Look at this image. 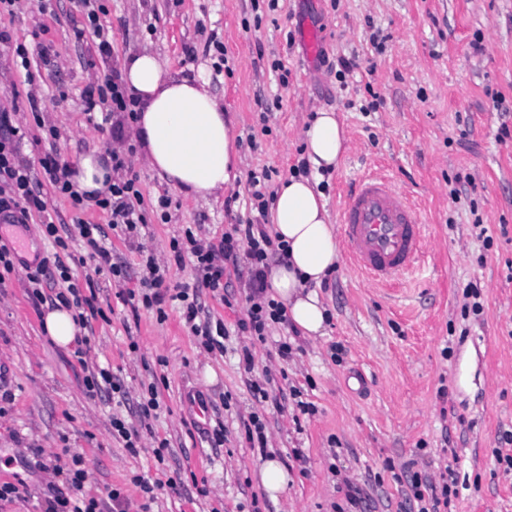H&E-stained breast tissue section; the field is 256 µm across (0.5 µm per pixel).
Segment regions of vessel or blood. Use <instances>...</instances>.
I'll return each mask as SVG.
<instances>
[{
    "instance_id": "vessel-or-blood-1",
    "label": "vessel or blood",
    "mask_w": 512,
    "mask_h": 512,
    "mask_svg": "<svg viewBox=\"0 0 512 512\" xmlns=\"http://www.w3.org/2000/svg\"><path fill=\"white\" fill-rule=\"evenodd\" d=\"M339 232L353 266L388 287L419 268L426 241L420 208L389 175L359 177L342 206Z\"/></svg>"
}]
</instances>
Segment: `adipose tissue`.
<instances>
[{"instance_id": "adipose-tissue-1", "label": "adipose tissue", "mask_w": 512, "mask_h": 512, "mask_svg": "<svg viewBox=\"0 0 512 512\" xmlns=\"http://www.w3.org/2000/svg\"><path fill=\"white\" fill-rule=\"evenodd\" d=\"M127 88L140 101L134 140L149 167L169 185L206 199L232 187L240 161L224 106L205 83L169 72L149 51L126 54L121 68ZM314 171L334 169L345 150V131L335 113L317 112L303 132ZM89 196L107 192L112 170L92 152L72 171ZM271 229L286 252L265 272L267 292L282 302L290 322L306 336L325 333L327 314L316 291L334 270L339 249L318 181L293 176L276 190L269 206Z\"/></svg>"}]
</instances>
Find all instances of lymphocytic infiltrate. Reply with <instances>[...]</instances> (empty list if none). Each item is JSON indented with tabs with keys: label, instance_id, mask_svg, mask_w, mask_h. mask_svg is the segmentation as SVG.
I'll return each instance as SVG.
<instances>
[{
	"label": "lymphocytic infiltrate",
	"instance_id": "obj_1",
	"mask_svg": "<svg viewBox=\"0 0 512 512\" xmlns=\"http://www.w3.org/2000/svg\"><path fill=\"white\" fill-rule=\"evenodd\" d=\"M81 106L88 117L102 116L110 120L116 113L124 114L127 120L137 116V100L119 77L90 83L81 95ZM20 111L18 103L0 106V223L27 224L32 215L43 216L47 211V200L37 189L40 178H47L55 194L68 198L75 211L83 212L88 207H96L109 217L107 225L92 224L76 220L74 228L96 261L95 273H109L114 279L125 276L122 268L115 266L112 255L103 243L105 227H112L126 239L138 238L146 223L143 212V195L137 176L129 171V158L134 146L113 151L111 154L114 178L107 193L88 197L78 192L71 179L67 163L61 162L56 152L45 153L38 167L23 161L20 156L26 130L17 121ZM45 237L53 239L58 247H66V240L60 235L55 222L42 223ZM283 245L258 224H238L226 232L219 242H211L187 234L185 243H171L170 249L175 262L184 257H192L194 267L203 287L209 288L216 296L224 294V276L231 266H238L240 260H247L251 272V290L254 301L243 319L237 323L240 332L257 341H265L270 325L287 324L284 308L264 295V267L270 255L282 250ZM145 274L141 280V293H128V300H139L148 309L163 310L170 302L179 303L186 324L195 335L201 336L205 349L223 348L224 338L229 330L223 325L197 324L199 313L197 300L189 287H165L164 274L155 255H147L144 260ZM53 473L58 484L52 485L51 496L45 512H128L129 504L120 490L113 489L107 499L90 497L83 492L85 472L78 465L69 467L54 466ZM456 483L452 468H444L438 477L412 474L409 479L412 498L418 512H448L451 494Z\"/></svg>",
	"mask_w": 512,
	"mask_h": 512
}]
</instances>
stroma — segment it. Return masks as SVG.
<instances>
[{
	"label": "stroma",
	"mask_w": 512,
	"mask_h": 512,
	"mask_svg": "<svg viewBox=\"0 0 512 512\" xmlns=\"http://www.w3.org/2000/svg\"><path fill=\"white\" fill-rule=\"evenodd\" d=\"M98 3L111 31L106 61L75 0H20L14 15H0V31L11 36L0 42V99L42 90L39 114L18 116L29 129L23 157L37 164L53 146L73 165L126 148L130 133L88 123L80 95L125 54L147 49L170 71L202 77L223 103L239 147V198L228 210L187 197L134 154L147 222L137 242L105 240L125 271L121 281L95 274L82 242L55 250L39 219L24 229L0 223V241H26L0 288V483L28 490L26 500L1 501L0 512H44L53 466L75 454L87 472L85 495L103 499L117 488L139 505L132 478L140 475L157 485L151 512H336L349 482L365 497L359 512H416L406 498L408 463L433 477L454 469L452 512H512V470L494 454L512 433V0H277L273 10L268 0ZM307 19L323 30L325 61L306 56L299 26ZM18 43L30 51L29 69L14 63ZM341 57L354 67L339 75ZM322 110L337 114L346 135L337 168L321 178L331 217L359 175L386 170L423 212L418 270L375 287L341 258L319 290L325 335L294 338L275 325L266 342L233 335L212 352L179 306L160 315L121 299L144 274L141 250L165 263L167 285L192 286L193 263L172 261L173 239L190 230L216 242L232 225L262 223L247 175L268 172L265 192L273 194L302 161L303 128ZM52 126L62 132L53 145ZM166 193L163 220L157 201ZM53 253L74 278L92 277L104 313L82 356L44 332L49 305L27 292L28 268ZM249 280L243 264L228 279L227 300L199 289L198 323L234 327L250 305ZM471 283L478 298L464 295ZM286 338L295 351L284 360L277 345ZM247 345L249 371L240 361ZM96 366L120 378L126 401L86 396L85 370ZM264 380L271 394L260 404L250 384ZM152 388L159 408L145 419L138 404ZM190 390L209 404L201 429L183 411ZM302 401L312 413L300 412ZM116 415L138 430V454L113 437ZM254 415L265 426L263 449L247 439ZM162 440L159 461L153 450ZM297 450L304 462L294 460ZM268 454L289 476L274 499L260 479Z\"/></svg>",
	"instance_id": "obj_1"
}]
</instances>
